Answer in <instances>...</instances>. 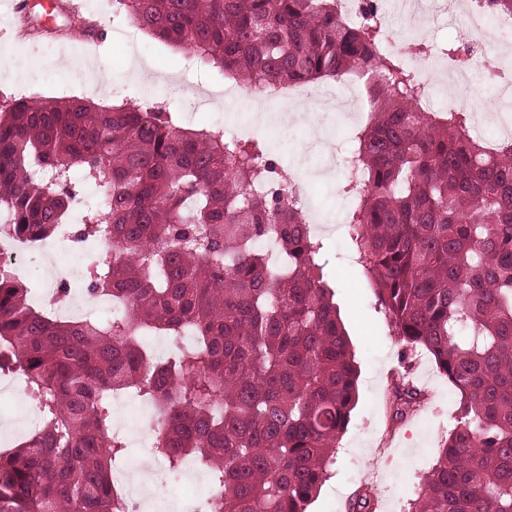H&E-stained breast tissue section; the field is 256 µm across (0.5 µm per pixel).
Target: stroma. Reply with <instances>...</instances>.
I'll use <instances>...</instances> for the list:
<instances>
[{
  "label": "stroma",
  "mask_w": 512,
  "mask_h": 512,
  "mask_svg": "<svg viewBox=\"0 0 512 512\" xmlns=\"http://www.w3.org/2000/svg\"><path fill=\"white\" fill-rule=\"evenodd\" d=\"M42 2L45 36L29 40L17 35L15 0H0V101L64 97L112 105L128 98L141 99L176 113L184 123H198L220 114L230 127L253 121L255 113L264 112L268 118L256 138L284 166L301 158L315 169L323 152L341 156L350 147L356 121L336 113L319 117L307 111L289 118L285 102L223 96L224 77L200 64L192 52L144 33L133 45L122 40L121 32L130 25V18H116L102 11L98 0ZM72 3L79 12L92 13L105 26V39L92 48L96 63L91 69L79 56L81 40L67 37L48 15L54 5L65 8ZM341 182V171L333 170L309 186L308 196L322 221L332 227L321 240L329 259L328 278L359 372L358 400L336 444L327 480L308 512H348L360 474L367 470L376 473L377 512H408L421 493L422 477L436 463L455 425L457 398L426 352L402 360L404 343L376 302L372 279L344 244L348 227L343 219L350 202ZM400 369L407 370L424 399L415 416L396 425L387 407L391 377Z\"/></svg>",
  "instance_id": "obj_1"
}]
</instances>
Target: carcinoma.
Segmentation results:
<instances>
[{"instance_id": "cac0c4a2", "label": "carcinoma", "mask_w": 512, "mask_h": 512, "mask_svg": "<svg viewBox=\"0 0 512 512\" xmlns=\"http://www.w3.org/2000/svg\"><path fill=\"white\" fill-rule=\"evenodd\" d=\"M512 17V0H475ZM112 0V15L187 47L273 95L369 69L374 107L341 160L348 247L410 350H426L458 397L457 423L412 512H512V141L490 149L470 113L418 108L413 57L381 48L384 15L362 0ZM103 205L68 214L76 181ZM257 140L198 131L141 102L84 99L0 109V235L101 242L86 296L121 312L64 319L0 275V372L37 398L39 429L0 452V512H123L112 485L127 445L112 395L165 417L155 454L211 478L210 512H307L358 395L324 246ZM279 250L273 267L257 249ZM165 336L163 360L143 344ZM419 393L400 378L392 418ZM370 487L350 512H376Z\"/></svg>"}]
</instances>
